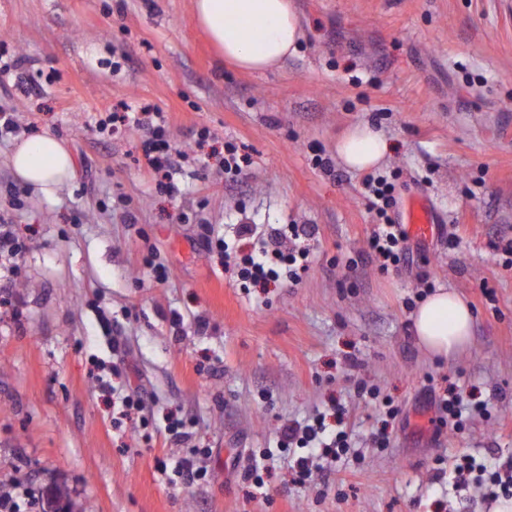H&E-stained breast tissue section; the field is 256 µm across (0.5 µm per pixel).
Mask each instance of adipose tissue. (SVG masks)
I'll use <instances>...</instances> for the list:
<instances>
[{
  "label": "adipose tissue",
  "mask_w": 512,
  "mask_h": 512,
  "mask_svg": "<svg viewBox=\"0 0 512 512\" xmlns=\"http://www.w3.org/2000/svg\"><path fill=\"white\" fill-rule=\"evenodd\" d=\"M193 15L220 56L248 72L275 69L296 53L302 38L293 0H192ZM390 150L367 124L336 143V155L353 170L379 165ZM16 177L43 197H53L74 172L66 144L50 133L16 142L10 155ZM418 343L431 354L451 357L468 344L474 326L469 305L455 292L437 288L412 315Z\"/></svg>",
  "instance_id": "obj_1"
}]
</instances>
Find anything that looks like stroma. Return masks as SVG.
Returning a JSON list of instances; mask_svg holds the SVG:
<instances>
[{
  "label": "stroma",
  "instance_id": "stroma-1",
  "mask_svg": "<svg viewBox=\"0 0 512 512\" xmlns=\"http://www.w3.org/2000/svg\"><path fill=\"white\" fill-rule=\"evenodd\" d=\"M302 38L277 69L245 73L215 52L192 0H0V50L26 91H0L24 136L63 139L74 177L50 199L14 174L0 137V218L26 249L0 291V483L75 512H490L485 487L454 483L472 456L512 467V0H295ZM165 112L181 156L171 197L138 163L143 127L99 134L118 103ZM393 149L380 164L396 195L422 190L440 223L410 240L408 265L368 253L374 213L364 173L336 141L360 123ZM210 136L198 142L197 134ZM252 163L224 172V143ZM329 159V168L314 157ZM238 224H300L311 262L299 282L245 289L201 246ZM167 271L164 282L155 268ZM456 289L475 329L457 356H433L411 331L418 296ZM120 365L148 393L150 440L115 427L93 360ZM400 414L375 446L379 412ZM456 385L488 413L436 428L434 395ZM339 402L353 450L294 483L275 448L284 425ZM176 412L184 435L165 430ZM207 476L169 483L158 463L192 449ZM270 448L263 492L243 479Z\"/></svg>",
  "mask_w": 512,
  "mask_h": 512
}]
</instances>
